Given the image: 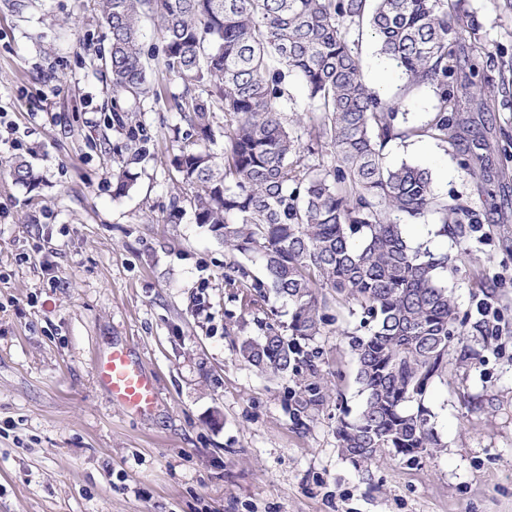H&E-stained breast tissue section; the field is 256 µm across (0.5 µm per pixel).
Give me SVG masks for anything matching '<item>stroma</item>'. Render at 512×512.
Listing matches in <instances>:
<instances>
[{
	"mask_svg": "<svg viewBox=\"0 0 512 512\" xmlns=\"http://www.w3.org/2000/svg\"><path fill=\"white\" fill-rule=\"evenodd\" d=\"M13 2L0 0V512H512V0L466 2L501 50L491 68L450 60L467 132L385 148L467 211L448 236H435L431 214L405 226L411 243L452 258L444 282L464 324L424 399L440 447L368 466L336 437L363 402L346 337L359 315L338 311L312 341L316 375L274 379L245 363L240 341L270 311L288 322V308L226 287L223 244L189 204L173 209L192 193L170 165L179 113L113 112L99 0ZM348 37L366 84L397 104V126L428 122L436 89L383 73L370 33ZM133 121L148 135L138 160ZM18 156L37 188L8 176ZM124 164L138 179L117 198L111 174ZM119 344L157 379L150 415L115 404L92 370ZM310 382L322 400L293 416L288 393Z\"/></svg>",
	"mask_w": 512,
	"mask_h": 512,
	"instance_id": "obj_1",
	"label": "stroma"
}]
</instances>
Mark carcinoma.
Here are the masks:
<instances>
[{"label":"carcinoma","mask_w":512,"mask_h":512,"mask_svg":"<svg viewBox=\"0 0 512 512\" xmlns=\"http://www.w3.org/2000/svg\"><path fill=\"white\" fill-rule=\"evenodd\" d=\"M455 0H101L110 33L107 64L115 112H142L166 98L143 57L141 15L160 18L165 70L183 87L171 107L187 122L192 141L171 160L193 189L196 223L232 255L260 263L263 278L250 284L263 300L274 292L292 306L286 329L265 324L245 339L240 354L274 377L317 373L314 353L301 342L321 335L322 310L354 306L362 333L351 334L356 379L364 394L353 422L340 421L342 454L373 464L390 448L404 456L438 448L430 412L421 404L431 381L448 366L460 336L459 311L439 276L448 254L411 246L403 220L440 215L437 235L463 224L465 211L437 199L429 171L391 165L384 149L403 136L395 107L362 80V61L348 31L368 26L380 54L410 85H430L438 104L416 134L448 141L453 97L448 58L466 45L492 58L481 43L482 25ZM306 95L313 125L302 141V121L290 107L288 78ZM224 115V152L218 155L216 113ZM13 181L34 188L39 176L16 159ZM137 174L112 172L115 194ZM224 275L242 288L248 270ZM318 388L294 399L293 416L320 402Z\"/></svg>","instance_id":"carcinoma-1"}]
</instances>
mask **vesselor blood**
I'll return each mask as SVG.
<instances>
[{
    "instance_id": "1",
    "label": "vessel or blood",
    "mask_w": 512,
    "mask_h": 512,
    "mask_svg": "<svg viewBox=\"0 0 512 512\" xmlns=\"http://www.w3.org/2000/svg\"><path fill=\"white\" fill-rule=\"evenodd\" d=\"M94 371L114 402L130 411L146 416L159 404V391L154 376L128 346H113L98 354Z\"/></svg>"
}]
</instances>
